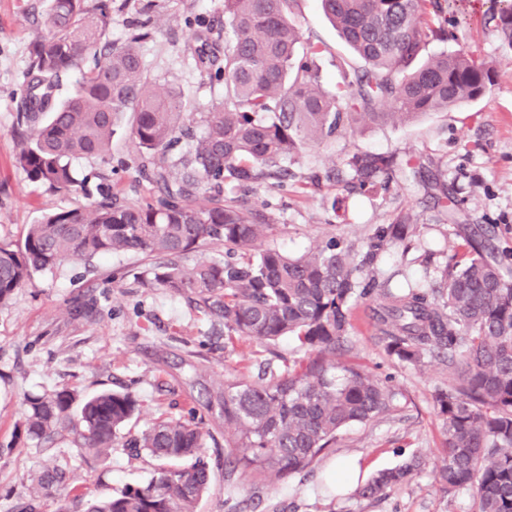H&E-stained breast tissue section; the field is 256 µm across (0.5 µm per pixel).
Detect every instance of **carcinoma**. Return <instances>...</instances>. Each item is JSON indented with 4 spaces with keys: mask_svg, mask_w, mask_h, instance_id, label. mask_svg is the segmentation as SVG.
Returning <instances> with one entry per match:
<instances>
[{
    "mask_svg": "<svg viewBox=\"0 0 512 512\" xmlns=\"http://www.w3.org/2000/svg\"><path fill=\"white\" fill-rule=\"evenodd\" d=\"M298 0H224V49H198V62L224 81V98L195 112L184 93L154 77L137 39L107 38L112 0H49L46 33L31 46L18 125L17 163L33 181L67 192L80 188L69 160L108 151L125 119L135 147L150 160L140 178L161 194L142 203L103 193L88 204L56 210L29 226L22 246L0 244V304L37 272L67 259L135 252L158 262L141 273L156 288L190 298L224 320L226 335L272 344L291 337L309 357L257 381L235 377L205 389L203 407L224 420V464H242L270 485L309 467L339 433L395 409L391 387L352 366L336 364V346L352 329V309L377 296L376 320L389 355L419 366L448 368L436 394L446 453L435 464L441 489L473 492V512H512V281L484 242L469 241L442 270L431 294L392 292L363 277L379 252L405 243L413 216L402 212L379 227L360 263L350 242L330 239L290 257L262 248L272 215L224 196L265 179L288 188V165L303 150L357 123L407 122L483 96L493 68L464 50L426 53L445 42L448 0H321L324 14L359 65L322 87L313 60L299 54ZM512 49V3L491 16ZM81 73L62 100V77ZM204 130L172 164L164 156L192 125ZM354 191H388L394 158L356 152L341 162ZM224 260H188L207 244ZM138 413L132 392L103 391L81 403L67 389L30 402L25 425L35 439L68 430L84 459L108 456ZM210 432L197 423L155 420L124 448L144 450L165 465L146 482L108 497L70 498V473L52 469L41 484L58 497L57 512H196L210 490L200 454ZM195 459L188 469L170 466ZM424 464L414 453L359 490L363 498L407 482Z\"/></svg>",
    "mask_w": 512,
    "mask_h": 512,
    "instance_id": "cac0c4a2",
    "label": "carcinoma"
}]
</instances>
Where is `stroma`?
<instances>
[{
    "mask_svg": "<svg viewBox=\"0 0 512 512\" xmlns=\"http://www.w3.org/2000/svg\"><path fill=\"white\" fill-rule=\"evenodd\" d=\"M49 0H0V243L23 241L29 224L46 212L85 203L79 192H60L29 179L16 161L19 110L31 45L45 32ZM109 37L126 43L138 26L147 38L138 49L152 75L174 84L205 112L220 101L223 87L197 64L200 38L223 43V0H114ZM496 0H455L454 37L432 42L429 51L463 49L493 69L488 93L461 108L435 112L396 126L355 125L333 140L307 147L287 189L264 182L248 193L250 204L268 207L275 223L264 245L298 255L329 238L366 246L380 225L412 212L417 229L410 247L380 252L364 273L390 289L437 287L440 272L465 237L489 229L495 251L512 250V49L504 47L490 17ZM295 19L303 44L322 46L314 58L326 87L340 79L350 53L325 18L320 0H298ZM370 151L423 165L426 183L393 182L388 192L352 193L344 183H314L309 176L331 161ZM127 124L116 127L110 150L72 158L71 167L89 188L152 199L154 184L139 179ZM459 199L455 219L436 200V183ZM339 200L338 210L327 208ZM152 258L129 253L92 263L65 262L34 274L10 303L0 306V512H15L20 498L39 501L41 512H57L55 493L39 475L58 467L73 471L80 493L109 496L147 481L159 462L147 452L113 449L103 462L84 461L68 432L44 443L25 432L28 398L67 388L83 397L106 389L133 392L139 412L128 425L141 432L159 417H202L211 433L204 456L213 471L197 512H472L471 491L444 493L433 467L446 438L434 396L448 383L437 361L415 367L388 355L375 319L376 299L353 309L352 329L338 363L386 381L397 393L396 411L347 427L333 450L306 470L276 485L255 483L251 472L224 467V429L201 409L202 386L233 374L256 376L260 368H282L297 357L293 340L260 345L227 338L222 322L180 295L142 282L138 274ZM420 453L424 466L406 483L377 498L357 494L378 471ZM347 461L356 476L339 493L336 466Z\"/></svg>",
    "mask_w": 512,
    "mask_h": 512,
    "instance_id": "obj_1",
    "label": "stroma"
}]
</instances>
